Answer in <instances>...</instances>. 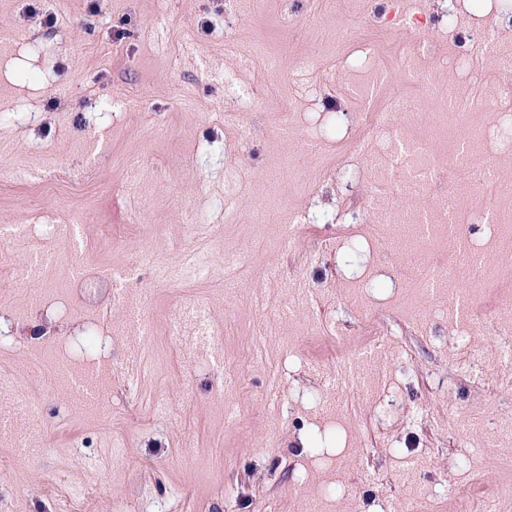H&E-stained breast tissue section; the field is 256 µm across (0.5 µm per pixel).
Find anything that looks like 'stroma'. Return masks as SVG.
Returning <instances> with one entry per match:
<instances>
[{
    "label": "stroma",
    "instance_id": "obj_1",
    "mask_svg": "<svg viewBox=\"0 0 512 512\" xmlns=\"http://www.w3.org/2000/svg\"><path fill=\"white\" fill-rule=\"evenodd\" d=\"M30 2L0 0V512H458L512 481V442L484 445L512 416V234L477 220L512 182L498 71L450 74L481 103L473 169L397 147L452 152L405 63L466 59L482 27L512 55V0H465L452 30L444 0ZM398 95L413 114L371 136ZM59 168L75 230L31 188ZM452 188L483 270L430 286L459 243L408 222ZM206 251L216 272L190 274ZM85 269L124 273L111 306L69 296ZM86 319L107 354L74 355Z\"/></svg>",
    "mask_w": 512,
    "mask_h": 512
}]
</instances>
